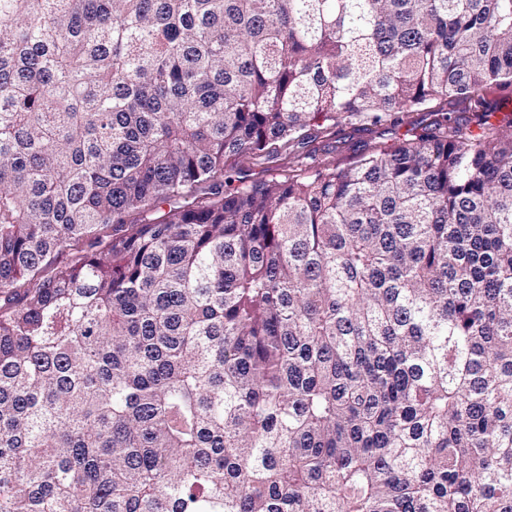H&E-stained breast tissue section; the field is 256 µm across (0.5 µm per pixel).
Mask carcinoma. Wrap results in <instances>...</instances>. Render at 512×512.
I'll use <instances>...</instances> for the list:
<instances>
[{
	"label": "carcinoma",
	"instance_id": "carcinoma-1",
	"mask_svg": "<svg viewBox=\"0 0 512 512\" xmlns=\"http://www.w3.org/2000/svg\"><path fill=\"white\" fill-rule=\"evenodd\" d=\"M511 105L512 0H0V512H512ZM348 136L349 135H345V137H347L346 141H348L346 143V145H340L339 149H337V150H334V148L332 149V145H336V144H330L329 147L324 146L326 144L321 141L322 139H317L316 141H313L312 143L307 144L306 147L303 149V151L316 150V155L319 158L333 160V161L341 164V166H345L348 164V162H349L348 160L351 155V150L349 149V147L351 146V144L353 142L355 143L361 137V135L356 134L354 136H351V138L348 139ZM352 137H354L353 140H352ZM249 166L248 184L251 182L268 181L279 178L281 175L288 173V152H283L277 157H266L255 161L253 164H245Z\"/></svg>",
	"mask_w": 512,
	"mask_h": 512
}]
</instances>
